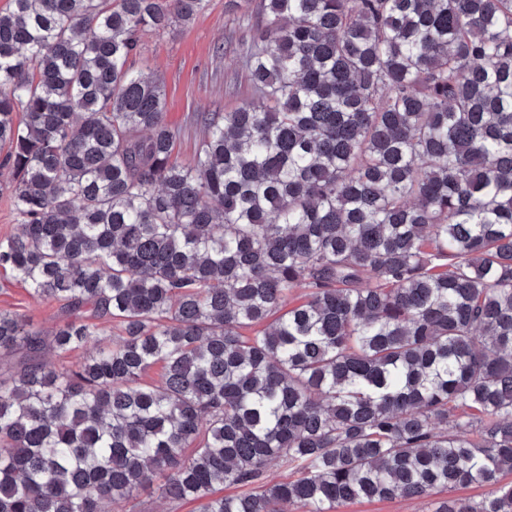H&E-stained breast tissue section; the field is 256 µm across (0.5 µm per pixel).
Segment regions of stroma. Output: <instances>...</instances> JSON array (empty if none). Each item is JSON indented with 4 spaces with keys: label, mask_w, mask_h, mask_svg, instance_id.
Returning <instances> with one entry per match:
<instances>
[{
    "label": "stroma",
    "mask_w": 512,
    "mask_h": 512,
    "mask_svg": "<svg viewBox=\"0 0 512 512\" xmlns=\"http://www.w3.org/2000/svg\"><path fill=\"white\" fill-rule=\"evenodd\" d=\"M260 8L261 0H208L188 25L164 34L142 35L144 51L134 68L160 79L164 86L167 120L181 130L173 152L177 161L188 162L200 142L195 115L233 108L248 96L250 84L242 63L241 39L246 24L258 20ZM0 309L16 311L45 332L68 319L59 304L32 299L20 284L2 273ZM487 493V487L478 485L438 489L424 499L356 500L340 506L337 512H436L448 497L478 501Z\"/></svg>",
    "instance_id": "obj_1"
}]
</instances>
